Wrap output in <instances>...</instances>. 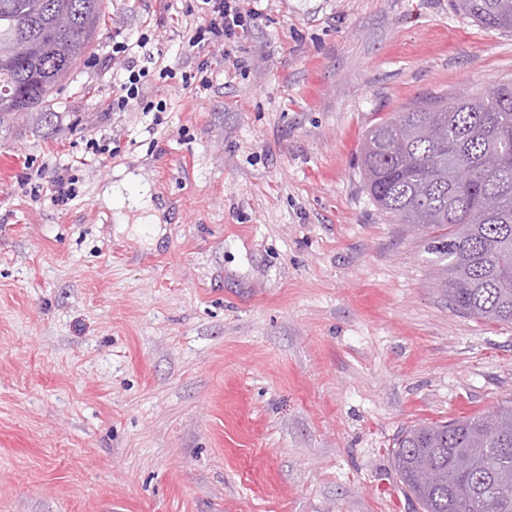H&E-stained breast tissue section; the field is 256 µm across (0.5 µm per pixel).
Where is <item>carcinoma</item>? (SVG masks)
Here are the masks:
<instances>
[{
    "mask_svg": "<svg viewBox=\"0 0 512 512\" xmlns=\"http://www.w3.org/2000/svg\"><path fill=\"white\" fill-rule=\"evenodd\" d=\"M482 26L512 32V0H453ZM91 16L92 37L66 41L51 13ZM104 0H0V40L34 41L28 59L0 44V123L40 106L57 92L106 26ZM471 171L451 182L448 164ZM369 194L402 224L437 232L429 250L445 271L456 311L512 323V82L480 93L436 97L372 127L362 147ZM471 460L457 472L456 453ZM397 474L421 512H512V398L487 413L403 429L391 449Z\"/></svg>",
    "mask_w": 512,
    "mask_h": 512,
    "instance_id": "cac0c4a2",
    "label": "carcinoma"
}]
</instances>
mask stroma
Here are the masks:
<instances>
[{
    "mask_svg": "<svg viewBox=\"0 0 512 512\" xmlns=\"http://www.w3.org/2000/svg\"><path fill=\"white\" fill-rule=\"evenodd\" d=\"M105 5L73 81L0 123V512H415L396 435L511 396L512 323L449 308L361 146L512 82V33L452 0H248L226 56L188 45L183 0ZM142 36L166 109L109 111L112 47ZM203 60L212 85L185 97ZM136 171L158 221L122 229L104 193Z\"/></svg>",
    "mask_w": 512,
    "mask_h": 512,
    "instance_id": "obj_1",
    "label": "stroma"
}]
</instances>
